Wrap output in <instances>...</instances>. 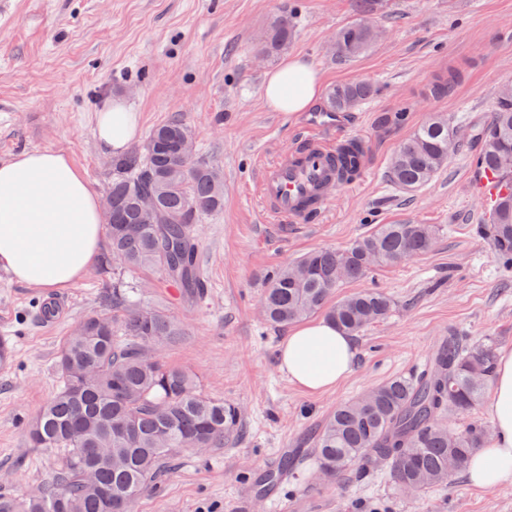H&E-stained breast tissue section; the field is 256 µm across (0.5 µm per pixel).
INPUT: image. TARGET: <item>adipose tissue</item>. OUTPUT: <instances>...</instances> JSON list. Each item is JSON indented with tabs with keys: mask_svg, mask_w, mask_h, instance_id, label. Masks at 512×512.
Listing matches in <instances>:
<instances>
[{
	"mask_svg": "<svg viewBox=\"0 0 512 512\" xmlns=\"http://www.w3.org/2000/svg\"><path fill=\"white\" fill-rule=\"evenodd\" d=\"M320 76L304 57L286 58L267 75L264 98L280 112L306 111L319 98ZM140 129V115L111 100L97 113L94 137L114 157L124 155ZM100 196L70 157L30 150L0 160V270L32 288H60L82 279L103 236ZM352 336L320 320L294 328L280 347V365L305 389L326 391L349 375ZM492 447L474 455L466 479L479 488L512 482V353L500 354L492 381Z\"/></svg>",
	"mask_w": 512,
	"mask_h": 512,
	"instance_id": "adipose-tissue-1",
	"label": "adipose tissue"
}]
</instances>
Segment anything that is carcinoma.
<instances>
[{
  "label": "carcinoma",
  "instance_id": "1",
  "mask_svg": "<svg viewBox=\"0 0 512 512\" xmlns=\"http://www.w3.org/2000/svg\"><path fill=\"white\" fill-rule=\"evenodd\" d=\"M383 0H355L357 18L335 39L336 56L353 59L377 38L367 18ZM286 15L273 19L258 53L270 57L291 40ZM371 85L357 80L334 86L333 110L344 111L368 98ZM481 152L476 165L504 181L489 223L481 225L499 264L512 272V82L501 85L494 111L478 128ZM192 137L189 127L172 120L154 127L140 149L115 163L106 195L109 251L106 262L128 269H158L185 293L201 292L196 224L224 208V172L212 163L190 159L175 146ZM456 143L455 126L442 115L418 127L398 146L390 174L413 191L445 164ZM150 196L155 209L145 211ZM431 224H380L344 249H321L275 269L263 291L262 311L273 326L286 327L323 312L344 332L357 336L387 318L390 297L363 290L336 303V289L371 270L421 256L433 246ZM124 311V336L117 335L108 309ZM183 335L173 317L137 307L130 292L112 289L102 310L78 323L58 356L59 391L33 416L30 439L36 448L62 449L64 464L36 494L18 498L0 493V512H130L135 500L159 482L184 448L208 452L242 424L239 409L202 393L189 371L145 358ZM496 342H471L450 334L432 350L423 369L395 376L336 408L313 441L317 472L345 475L354 465L383 463L401 490L419 493L448 482L493 434L470 423L450 430L445 415L468 412L482 402L495 370Z\"/></svg>",
  "mask_w": 512,
  "mask_h": 512
}]
</instances>
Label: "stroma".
Instances as JSON below:
<instances>
[{
    "label": "stroma",
    "mask_w": 512,
    "mask_h": 512,
    "mask_svg": "<svg viewBox=\"0 0 512 512\" xmlns=\"http://www.w3.org/2000/svg\"><path fill=\"white\" fill-rule=\"evenodd\" d=\"M279 14L291 16L294 36L282 55L261 57L258 40ZM355 17L353 0H0V160L60 150L106 195L114 159L93 128L101 104L120 97L139 112L142 135L182 120L197 157L224 171V208L197 225L203 293L172 299L164 273L100 260L75 285L54 290L0 271V338L13 351L0 366L1 491L29 496L61 467V451L31 447L27 422L59 387L58 349L70 330L100 310L103 292L133 288L141 307L169 311L185 329L159 356L240 407L243 430L223 448L182 453L131 512H237L243 500L248 512H512V483L477 488L459 472L419 494L398 489L379 465L352 467L332 484L314 476L313 436L336 406L415 372L443 336L491 338L499 352L512 351V274L479 230L485 206L471 191L481 149L471 131L512 81V0H385L372 20L377 39L345 61L334 39ZM293 55L314 64L322 91L352 80L371 85V97L345 114L348 133L368 143L371 168L285 228L267 212L256 171L303 135L302 114L273 111L263 95L269 71ZM449 67L460 80L429 96ZM438 115L460 131L458 146L425 186L399 188L393 153ZM408 221L436 227L429 252L335 293L378 288L393 301L389 317L358 336L353 371L327 391L296 386L278 361L288 331L261 311L269 274L307 252L346 248L375 225ZM46 299L67 307L51 329L40 315ZM288 453L294 465L275 497L252 496L255 476Z\"/></svg>",
    "instance_id": "stroma-1"
}]
</instances>
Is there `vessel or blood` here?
Listing matches in <instances>:
<instances>
[{
	"label": "vessel or blood",
	"instance_id": "vessel-or-blood-1",
	"mask_svg": "<svg viewBox=\"0 0 512 512\" xmlns=\"http://www.w3.org/2000/svg\"><path fill=\"white\" fill-rule=\"evenodd\" d=\"M304 125L309 135L296 151L258 170L266 207L285 221H301L322 209L332 190L342 182V158L349 143L342 116L336 112H314L306 116ZM324 129L335 131L334 144L318 138V131ZM503 190L499 177L490 172L474 186L475 193L490 205Z\"/></svg>",
	"mask_w": 512,
	"mask_h": 512
}]
</instances>
